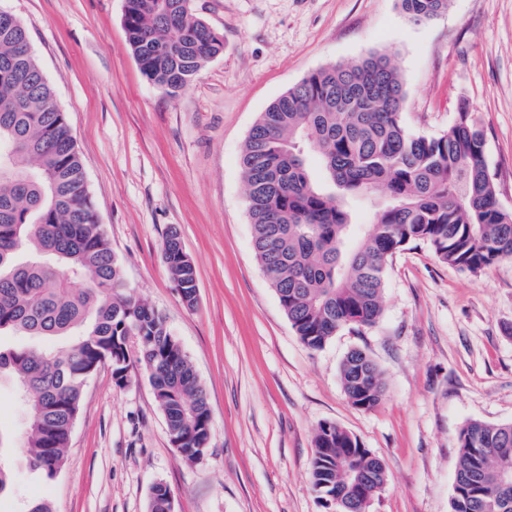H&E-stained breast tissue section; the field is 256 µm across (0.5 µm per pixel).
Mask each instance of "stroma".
Returning <instances> with one entry per match:
<instances>
[{"instance_id":"stroma-1","label":"stroma","mask_w":512,"mask_h":512,"mask_svg":"<svg viewBox=\"0 0 512 512\" xmlns=\"http://www.w3.org/2000/svg\"><path fill=\"white\" fill-rule=\"evenodd\" d=\"M224 50L171 96L128 44L124 0H0L27 28L64 112L91 200L129 291L147 300L207 393L210 446L188 463L147 375L89 378L66 464L32 473L24 408L0 384L12 489L0 512L46 499L54 512H148L156 484L173 512H326L310 483L315 432L334 422L380 458L387 482L369 512H449L469 422H512V259L475 276L410 247L388 266L382 316L318 351L295 335L253 251L239 155L264 110L310 72L389 52L405 125L437 136L460 104L485 133L501 206L512 211V0H448L409 23L398 0H193ZM177 229L195 265L194 306L163 254ZM355 348L384 374L373 409L352 405L340 365Z\"/></svg>"}]
</instances>
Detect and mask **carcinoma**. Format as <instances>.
<instances>
[{"label":"carcinoma","instance_id":"carcinoma-1","mask_svg":"<svg viewBox=\"0 0 512 512\" xmlns=\"http://www.w3.org/2000/svg\"><path fill=\"white\" fill-rule=\"evenodd\" d=\"M413 24L448 0H399ZM125 0L128 45L143 73L170 95L186 89L224 49L187 5ZM402 80L390 56L372 53L308 74L262 112L241 155L253 249L299 340L320 350L346 327L382 314L389 260L410 244L473 275L512 258V211L497 199L486 138L466 111L427 137L402 121ZM380 192L367 222L350 201ZM175 230L164 258L181 299L197 300L192 260ZM0 381L26 408V463L46 480L66 463L84 387L102 365L117 383L149 375L170 437L189 462L206 452L211 415L199 377L163 316L126 291L122 267L99 224L64 114L19 22L0 23ZM136 339L137 350L130 348ZM352 404L370 410L384 377L362 349L340 368ZM310 481L323 506L366 512L352 498L353 472L386 484L382 462L342 426L317 428ZM451 512H512V423L473 421L459 433ZM0 435V494L10 486ZM342 500L338 507L332 504ZM170 489L154 486L149 512H171Z\"/></svg>","mask_w":512,"mask_h":512}]
</instances>
